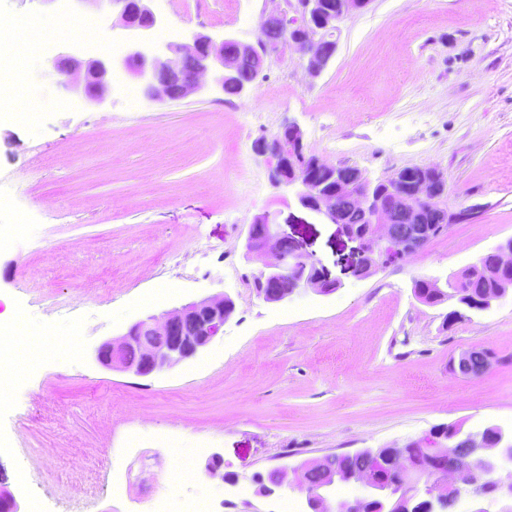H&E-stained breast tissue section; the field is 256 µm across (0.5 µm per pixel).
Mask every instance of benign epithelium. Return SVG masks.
I'll use <instances>...</instances> for the list:
<instances>
[{"label":"benign epithelium","instance_id":"obj_1","mask_svg":"<svg viewBox=\"0 0 512 512\" xmlns=\"http://www.w3.org/2000/svg\"><path fill=\"white\" fill-rule=\"evenodd\" d=\"M119 9V21L134 37L127 43L125 53L90 56L82 44L63 47L52 60V69L60 75L85 71L83 100L100 105L112 94V87L127 73L142 86L143 94L151 100H179L199 87L209 75L219 86L239 84L238 93L249 90V83L239 81L240 69L247 61L264 64L280 59L291 47L307 57L308 70L317 74L323 70L336 51L335 35L339 24L353 10L365 8L369 0H340L332 9L328 0H285L284 6L270 12L262 21L263 43L259 47L243 44L234 37L220 42L199 33L190 42L160 43L152 38L161 25V18L151 6L152 0H108ZM303 132L292 121L281 130L259 140L256 153L267 158L268 174L275 185L294 188V204L339 227L340 232L359 243V259L355 273L359 277L379 263H387L421 251L431 233L426 230L428 217L445 226L457 216L448 213L441 204L439 185H447L438 170L426 175L408 171L386 180L387 190L379 196L372 191L373 182L363 173L355 180H337L336 187L326 188L305 175L302 154ZM349 198L370 215L367 231L352 229L341 217V200ZM246 251L257 259L271 257L254 278L258 294L267 303H279L312 291L329 295L339 283L328 277L325 270L299 251L287 235L273 224L270 214L256 217L249 225ZM498 257L495 277L499 289L469 308L471 312L489 309L507 296L512 288V245L500 244L493 250ZM233 300L224 294L190 302L179 309L150 316L132 324L116 339L103 342L95 353L101 366L149 376L171 368L194 357L224 329L234 311ZM140 347L136 360L127 357L131 346ZM471 352L461 354L450 366L455 375L475 377L485 372L490 354L484 353L478 370L471 369ZM495 443L487 444L483 432L458 429L455 442L433 429L418 439L417 448L406 446L387 448L380 453L368 450L369 464L360 472H350L328 466L331 456L307 461L291 469L275 470L277 478L264 494L286 486L306 493L307 512H447L448 499L459 503L461 485L479 496H494L492 502L502 503L498 512H512V481L504 483L494 476L504 471L512 476V429L498 425ZM318 467L325 472L323 484L308 485L307 476ZM348 484L353 493L336 496V486Z\"/></svg>","mask_w":512,"mask_h":512}]
</instances>
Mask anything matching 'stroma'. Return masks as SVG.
<instances>
[{"label":"stroma","instance_id":"35a3bbf8","mask_svg":"<svg viewBox=\"0 0 512 512\" xmlns=\"http://www.w3.org/2000/svg\"><path fill=\"white\" fill-rule=\"evenodd\" d=\"M238 2L235 16L226 0L152 7L164 40L257 44L264 0ZM86 17L97 53L121 56L127 32L104 0H0V24L15 30L0 53L26 72L17 94L41 116L0 121V235L12 240L0 249V312L18 324L0 467L19 505L36 494L53 512H156L168 497L205 496L214 512H279L288 496L305 512L304 492L266 496L258 477L450 424L512 427V294L456 318L455 301L413 292L512 238V0H370L341 23L320 74L289 50L244 96L207 78L152 101L128 77L100 106L29 53L20 28L32 19L75 43ZM290 121L306 151L374 181L439 169L459 221L411 261L356 276L357 243L296 208L253 149ZM265 212L336 292L257 295L263 262L245 243ZM219 293L235 310L193 359L149 377L95 361L139 319ZM42 331L59 344L32 371ZM482 348L494 358L481 376L450 372Z\"/></svg>","mask_w":512,"mask_h":512}]
</instances>
